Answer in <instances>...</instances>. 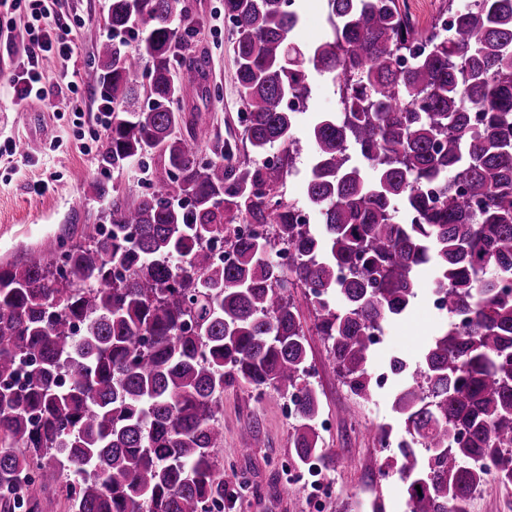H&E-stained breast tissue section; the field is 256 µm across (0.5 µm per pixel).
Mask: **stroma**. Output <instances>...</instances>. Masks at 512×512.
I'll use <instances>...</instances> for the list:
<instances>
[{
  "label": "stroma",
  "instance_id": "1",
  "mask_svg": "<svg viewBox=\"0 0 512 512\" xmlns=\"http://www.w3.org/2000/svg\"><path fill=\"white\" fill-rule=\"evenodd\" d=\"M199 21L191 40L193 50L210 61V99L199 100L188 91V104L198 106L202 121L220 139L241 135L242 109L231 48L232 27L224 17V0H185ZM109 0H54L53 9L67 17L75 53L68 65L47 61L42 65L43 83L52 86L63 69L85 71L96 46L109 34L106 17ZM26 18H18L12 31L0 32V142L18 143L14 156L0 157V262L20 259L29 247L47 245L73 231L75 222L94 219L102 205L97 186H113L121 197L134 199L148 185L139 165L110 169L102 161L101 148L79 152L76 129L68 101L50 94L19 101L8 80L26 60ZM311 96L298 115L296 133L306 137L312 118L333 112L338 97L326 77L310 73ZM431 269H424L418 297L408 312L390 321L387 335L375 350L374 366L388 365L391 357L409 360L420 356L440 325V314L429 302ZM307 334L311 382L319 391L323 410L318 433L326 447L335 449L336 460L320 474L334 492L315 501L301 491L289 501L281 496L288 479L282 463L292 460V437L296 418L288 416L286 402L273 389L256 390L235 383L224 389V486L248 483L251 491L244 503L225 502L224 512H407L398 475L381 480L385 454L380 448V429L390 439L403 430L392 407L394 386L373 390L369 399L354 395L344 384L326 342L314 327V308L302 289L292 291ZM252 433V450L240 454L239 435Z\"/></svg>",
  "mask_w": 512,
  "mask_h": 512
}]
</instances>
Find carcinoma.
<instances>
[{
    "label": "carcinoma",
    "instance_id": "cac0c4a2",
    "mask_svg": "<svg viewBox=\"0 0 512 512\" xmlns=\"http://www.w3.org/2000/svg\"><path fill=\"white\" fill-rule=\"evenodd\" d=\"M291 2L224 0L241 145L203 158L191 143L212 131L184 120L198 108L183 92L211 97L209 60L180 53L197 21L181 0H110L108 27L138 48L102 40L83 74L113 103L103 161L153 156L161 170L133 202L98 185L104 222L0 263V512H36L35 486L71 512H210L224 500L217 450L236 381L291 399L294 459L328 465L287 291L304 290L340 375L366 398L371 331L408 310L426 267L448 317L416 366L390 360L408 512H469L490 476L512 486V0H448L449 32L417 31L399 0H327L329 31L305 47ZM310 68L340 102L308 133L320 229L278 199L302 150L288 101L310 97ZM217 241L232 261L213 257ZM280 242L296 255L286 269L269 259Z\"/></svg>",
    "mask_w": 512,
    "mask_h": 512
}]
</instances>
